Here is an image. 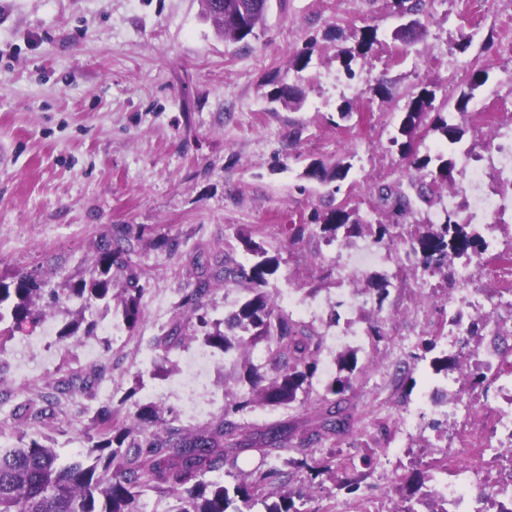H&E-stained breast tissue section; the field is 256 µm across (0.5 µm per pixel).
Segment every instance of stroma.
I'll return each instance as SVG.
<instances>
[{
  "label": "stroma",
  "instance_id": "stroma-1",
  "mask_svg": "<svg viewBox=\"0 0 512 512\" xmlns=\"http://www.w3.org/2000/svg\"><path fill=\"white\" fill-rule=\"evenodd\" d=\"M398 24L390 0H271L266 26L244 48L224 43L200 0H0V273L79 277L100 234L123 224L133 229L131 260L145 287L144 320L111 345L116 368L96 394L24 427L13 404L0 405V448L45 439L73 457L87 447L97 409L146 403L162 380L138 355L179 316L197 272L215 271L228 250L245 259L242 237L271 248L289 225L309 222L329 192L304 178L310 163L349 162L341 191L370 212L373 185L409 170L389 144L409 93L427 88L435 106L453 103L469 72L483 69L474 104L512 121V0H432L405 42L393 37ZM368 27L377 41L347 77L338 51ZM468 35L471 46L460 50ZM305 48L308 66L289 70ZM379 78L388 99L369 91ZM281 81L302 89L301 109L269 102ZM344 103L353 116L342 121ZM161 235L177 238V250L155 249ZM281 257L269 291L291 281L307 299L339 296L345 248L312 238ZM447 296L445 284L423 288L406 277L385 299L372 293L362 309L340 307L357 331L370 319L384 337L365 340L358 355V433L313 451L335 455L334 472L298 475L299 486L320 488L307 512H398L417 499L414 475H437L448 438L424 425L405 435L398 424L402 411L420 407L429 362H414L412 386L397 369L447 317ZM347 480L358 481L356 492L341 489Z\"/></svg>",
  "mask_w": 512,
  "mask_h": 512
}]
</instances>
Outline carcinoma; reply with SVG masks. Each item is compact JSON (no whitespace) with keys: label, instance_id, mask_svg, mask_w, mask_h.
<instances>
[{"label":"carcinoma","instance_id":"cac0c4a2","mask_svg":"<svg viewBox=\"0 0 512 512\" xmlns=\"http://www.w3.org/2000/svg\"><path fill=\"white\" fill-rule=\"evenodd\" d=\"M428 2L395 0L393 7L414 12V23L419 27ZM201 4L203 15L226 44H246L256 36V30L266 26L268 11L257 6L256 0H222L218 8L212 0H201ZM375 41L376 30L365 29L355 48L341 52L340 61L348 77L355 76L353 65L365 57ZM486 81L484 70L472 71L468 90L449 116L434 112L435 95L428 89L410 95L391 142L399 147L415 174L405 182L398 178L374 187L373 209L385 220L374 224L349 203L336 202L337 185L321 207L314 209L311 223L292 225L289 237L274 250L247 240L251 260L240 263L226 251L218 271L201 273L193 288L184 292L179 306L196 319L202 337L187 335L181 321L175 320L152 338L151 346L161 363L168 361L171 351L197 341L226 354L239 352L232 364H241L239 381L247 391H224V415L206 428L190 432L178 425L177 418L167 417L159 403L139 405L123 419L119 410L105 406L92 419L95 436L90 438L91 446L77 459L65 460L57 448L34 438L0 448V512H144L150 493L175 500L166 512H252L258 504L264 512H301L295 500L308 501L313 489H291L292 472L255 470L242 475L231 489L219 476L232 464V454L255 449L278 457L287 448L299 452L319 448L328 441L344 440L356 424L347 393L356 377L358 356L350 347L336 355V373L316 399L314 424H270L255 431L239 419L255 406L305 405L313 392L312 379L319 371L323 334L314 324L296 320L282 310L267 289L269 279L280 269L281 250L319 235L332 242L367 234L378 244L406 246L421 280L440 276L454 284L455 261L469 266L483 258L488 245L471 225L456 220V212L446 213L440 224L416 218L434 207L442 187L455 185L458 157L445 151L421 156L415 141L425 118L432 113L430 131L452 145L458 143L463 129L453 119L468 112L473 91ZM269 99L298 109L303 95L298 86L282 83L270 92ZM350 169V164L341 161L329 168L314 162L305 169L304 177L323 184L336 183L345 180ZM128 237L126 226H116L100 236L88 268L77 280L68 276L52 285L34 274L9 279L0 276V356L5 352V340L33 333L49 311L71 317L57 333L61 342L79 344L96 335L99 304L107 306L113 301L120 307L124 327L133 331L144 316V286L131 264ZM214 278L224 280L227 286L246 288L248 297L224 318L212 320L207 297ZM118 281L119 288L115 287ZM484 326V322H472L461 327L459 351H443L434 357L433 374L448 380V372L459 368L460 359L473 355V348L482 344ZM260 344L264 354L258 360L253 351ZM112 368L111 363H101L50 381L39 399L14 406L13 419L20 425L52 419L74 395L95 391ZM288 463L316 476L336 466L333 455L292 458ZM478 494L490 505L485 512H512L496 485L482 483ZM418 502L428 512H448L444 508L447 501L437 498L431 488Z\"/></svg>","mask_w":512,"mask_h":512}]
</instances>
